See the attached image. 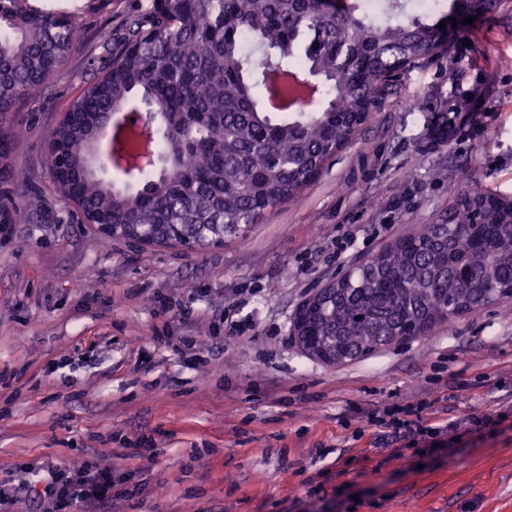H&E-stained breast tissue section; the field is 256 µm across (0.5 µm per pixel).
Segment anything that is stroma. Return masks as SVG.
I'll return each mask as SVG.
<instances>
[{
  "mask_svg": "<svg viewBox=\"0 0 512 512\" xmlns=\"http://www.w3.org/2000/svg\"><path fill=\"white\" fill-rule=\"evenodd\" d=\"M35 2L73 13L79 37L10 118L8 187L43 211L0 224V480L101 461L118 512H512V300L339 366L291 331L303 300L468 188L512 198V0L461 26L467 52L405 69L298 201L196 251L103 238L50 188L48 133L129 0ZM232 303L251 340L225 332ZM188 343L204 363L183 362ZM420 401L442 425L511 415L432 454L377 447L362 412Z\"/></svg>",
  "mask_w": 512,
  "mask_h": 512,
  "instance_id": "1",
  "label": "stroma"
}]
</instances>
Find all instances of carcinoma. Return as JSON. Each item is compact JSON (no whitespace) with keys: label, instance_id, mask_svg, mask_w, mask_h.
Wrapping results in <instances>:
<instances>
[{"label":"carcinoma","instance_id":"obj_1","mask_svg":"<svg viewBox=\"0 0 512 512\" xmlns=\"http://www.w3.org/2000/svg\"><path fill=\"white\" fill-rule=\"evenodd\" d=\"M501 0H448L424 17L379 23L361 0H133L125 31L104 41L101 76L50 135L49 182L105 236L189 249L221 244L299 198L347 144L359 114L395 72L448 50L451 15L481 18ZM73 15L0 0V119L34 97L74 49ZM311 77L316 112L267 104L272 76ZM144 118L145 152L122 167L97 151L107 121ZM113 169L123 185L102 172ZM38 201L0 192V224ZM512 299V212L470 191L444 224H424L307 298L294 336L329 365L423 338L438 325Z\"/></svg>","mask_w":512,"mask_h":512}]
</instances>
